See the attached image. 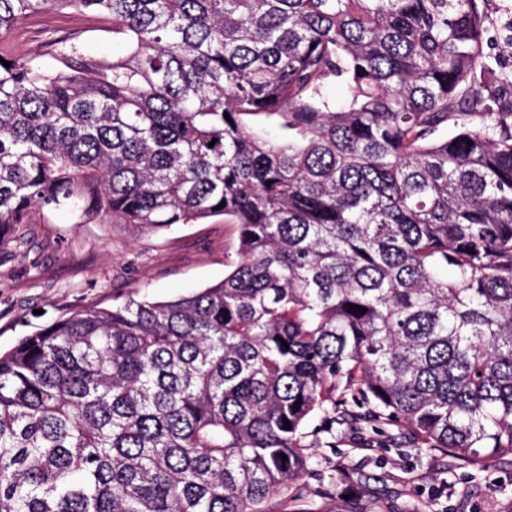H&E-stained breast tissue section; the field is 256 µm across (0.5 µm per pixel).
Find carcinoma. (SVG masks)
Here are the masks:
<instances>
[{"instance_id":"obj_1","label":"carcinoma","mask_w":512,"mask_h":512,"mask_svg":"<svg viewBox=\"0 0 512 512\" xmlns=\"http://www.w3.org/2000/svg\"><path fill=\"white\" fill-rule=\"evenodd\" d=\"M50 11L110 18L124 54L12 55ZM488 22L485 0H0V242L45 210L239 229L221 282L0 352V512H320L303 440L349 394L414 448L512 461Z\"/></svg>"}]
</instances>
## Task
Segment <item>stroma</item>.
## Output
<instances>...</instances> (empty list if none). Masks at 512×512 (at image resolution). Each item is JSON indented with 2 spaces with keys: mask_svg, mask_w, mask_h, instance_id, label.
Wrapping results in <instances>:
<instances>
[{
  "mask_svg": "<svg viewBox=\"0 0 512 512\" xmlns=\"http://www.w3.org/2000/svg\"><path fill=\"white\" fill-rule=\"evenodd\" d=\"M484 51L498 74L512 76V0H489ZM110 21L93 14H41L10 41L13 54L41 57L52 41L77 43L88 56L120 52ZM238 229L223 217L178 224L160 234L123 224L81 223L59 211L0 245V350L58 318L125 297L168 301L223 280L237 258ZM310 472L304 478L322 512L380 496L391 512H512V462L479 471L437 452L417 451L395 426L313 420Z\"/></svg>",
  "mask_w": 512,
  "mask_h": 512,
  "instance_id": "1",
  "label": "stroma"
}]
</instances>
